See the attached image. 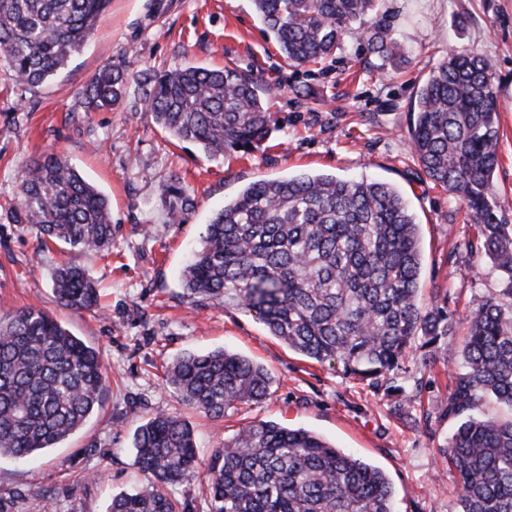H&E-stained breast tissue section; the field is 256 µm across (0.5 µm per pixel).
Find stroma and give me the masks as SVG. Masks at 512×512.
I'll return each instance as SVG.
<instances>
[{"mask_svg":"<svg viewBox=\"0 0 512 512\" xmlns=\"http://www.w3.org/2000/svg\"><path fill=\"white\" fill-rule=\"evenodd\" d=\"M382 13L408 51L398 69L354 38L335 57L290 66L252 0H111L80 51L43 84L18 83L0 66V313L34 306L53 314L100 350L108 378L102 410L58 447L26 462L0 459V512H108L114 496L146 486L133 442L157 414L189 422L203 460L251 421L304 428L382 470L394 512H458L456 476L441 460L458 422L441 405L466 317L502 282L464 204L421 173L409 129L416 91L449 49L490 56L500 128L492 193L498 217L512 225V0H382ZM228 62L273 88L276 123L249 153L210 158L173 140L134 91L112 108H83L84 86L109 63L134 75ZM48 153L67 156L108 197L109 255L40 248L33 229L13 222L19 173ZM302 173L364 177L401 192L419 225L421 301L447 297L454 318L439 360L416 351L384 377L355 380L289 349L252 315L187 295L181 270L225 200L254 180ZM187 194L194 208H185ZM67 259L95 281L101 313L57 303L51 274ZM217 348L273 378L266 399L218 419L178 402L161 379L181 354ZM390 386L407 400L387 395Z\"/></svg>","mask_w":512,"mask_h":512,"instance_id":"1","label":"stroma"}]
</instances>
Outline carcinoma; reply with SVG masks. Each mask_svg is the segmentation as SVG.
Segmentation results:
<instances>
[{"instance_id":"cac0c4a2","label":"carcinoma","mask_w":512,"mask_h":512,"mask_svg":"<svg viewBox=\"0 0 512 512\" xmlns=\"http://www.w3.org/2000/svg\"><path fill=\"white\" fill-rule=\"evenodd\" d=\"M110 0H0V59L18 82L56 76L104 17ZM267 33L292 66L329 58L355 37L383 61H405L404 46L379 16L380 0H254ZM494 65L473 48L448 51L417 93L410 128L423 174L460 199L502 288L468 320L462 362L442 413L459 421L442 456L456 475L458 512H512V418L478 416L483 400L512 408V225L492 198L499 162ZM129 74L106 65L86 84L84 108L120 103ZM141 100L174 139L217 157L251 149L269 135L272 89L237 67L186 64L138 81ZM17 224L39 246L82 254L112 246L108 198L68 159L49 153L19 176ZM419 224L383 182L329 175L258 179L212 216L181 274L188 294L249 313L289 348L343 375L377 379L408 350L438 358L451 335L448 298L420 303ZM58 303L98 312L86 270L66 262L52 275ZM268 371L222 348L166 366L163 382L183 404L214 418L259 402ZM106 371L99 351L52 314L28 307L0 315V457L25 460L76 433L101 407ZM134 448L150 481L113 497L109 512H179L168 486L204 478L209 512H393L384 474L319 435L272 422L242 427L212 454L197 456L184 419L157 414Z\"/></svg>"}]
</instances>
